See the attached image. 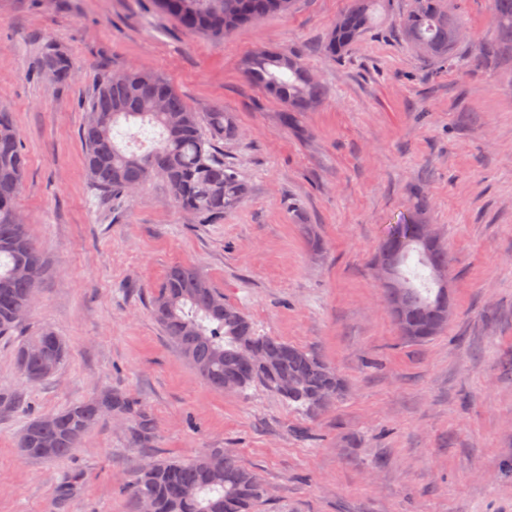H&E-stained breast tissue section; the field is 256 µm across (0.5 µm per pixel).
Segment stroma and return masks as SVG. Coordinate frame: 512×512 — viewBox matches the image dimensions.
Returning a JSON list of instances; mask_svg holds the SVG:
<instances>
[{
  "instance_id": "obj_1",
  "label": "stroma",
  "mask_w": 512,
  "mask_h": 512,
  "mask_svg": "<svg viewBox=\"0 0 512 512\" xmlns=\"http://www.w3.org/2000/svg\"><path fill=\"white\" fill-rule=\"evenodd\" d=\"M413 0H392L341 59L321 50L350 0H291L214 40L151 0H0V109L28 155L17 208L47 271L20 331L0 339V512H136L127 485L145 458L234 451L266 487L253 512H512V57L478 59L497 36L489 0H442L468 37L458 66L398 33ZM74 63L59 86L46 47ZM299 51L327 95L302 113L250 84L255 49ZM145 67L195 111L221 106V142L249 193L200 224L154 178L99 201L79 138L100 78ZM420 186L448 248L454 316L437 336L398 332L374 273L390 224ZM196 267L260 334L316 349L346 383L309 416L263 387L217 392L175 351L152 302L168 269ZM49 329L68 355L29 385L13 352ZM112 390L141 408L103 418L72 456L34 461L17 441L30 413Z\"/></svg>"
}]
</instances>
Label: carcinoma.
<instances>
[{
	"label": "carcinoma",
	"mask_w": 512,
	"mask_h": 512,
	"mask_svg": "<svg viewBox=\"0 0 512 512\" xmlns=\"http://www.w3.org/2000/svg\"><path fill=\"white\" fill-rule=\"evenodd\" d=\"M290 0H157L158 6L186 30L222 37L239 25L282 12ZM378 0H351L337 18L321 50L339 58L371 28ZM498 27L497 40L481 44L480 56L495 61L512 54V0H490ZM401 35L424 56L454 65L462 39L456 20L443 11L440 0H413L400 19ZM39 70H51L56 83L71 81L72 60L48 48ZM244 74L254 86L284 107V121L298 123L300 114L326 96L300 58L292 52L256 49L245 60ZM88 121L80 132L88 177L98 195L119 199L159 174L182 211L200 220L215 221L236 209L248 186L224 164L216 149L238 134L232 115L220 107L208 112L190 108L161 75L145 69L107 74L85 106ZM138 122L154 129L158 138L144 153L120 145L119 127ZM28 166L12 113L0 110V338L11 336L29 312L32 296L44 275L45 262L26 225L18 218L16 200ZM415 203L387 239L399 251L379 248L375 266L394 270L399 288L386 291L389 309L410 314L402 336L422 342L448 324L440 301L448 297L440 276H448V250L441 240H425L421 225L428 223V202L415 189ZM419 255L437 286L420 290L402 266L410 252ZM153 314L179 355L217 391L242 392L254 383L308 415L326 411L346 391L344 381L314 350L276 336H260L249 317L224 301L197 269L177 264L168 270L153 301ZM66 354L61 337L42 330L15 350L16 367L29 383L51 376ZM105 414L140 417L135 404L117 393H105L64 410L30 419L18 447L32 460H65ZM129 492L142 512H252L264 496L259 477L237 456L209 448L189 461H152L135 472Z\"/></svg>",
	"instance_id": "obj_1"
}]
</instances>
